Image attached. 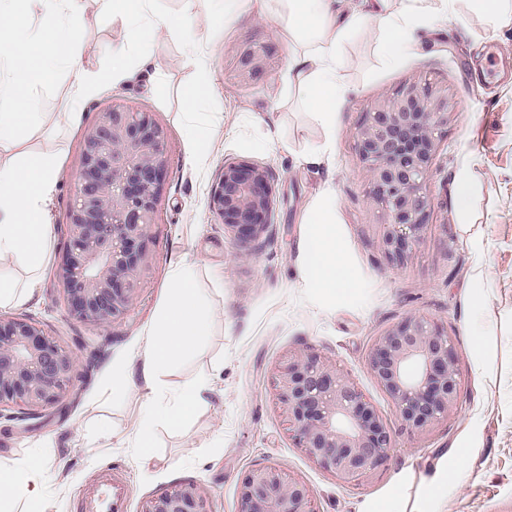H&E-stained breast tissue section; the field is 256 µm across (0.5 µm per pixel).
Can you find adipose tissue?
<instances>
[{"label":"adipose tissue","instance_id":"obj_1","mask_svg":"<svg viewBox=\"0 0 512 512\" xmlns=\"http://www.w3.org/2000/svg\"><path fill=\"white\" fill-rule=\"evenodd\" d=\"M47 19L46 30L57 45L56 52L39 53L25 38H16L4 51L11 68L9 77L0 76V259L36 271L41 267L51 243L48 215L58 160L48 154H15L20 135L40 128L38 91L58 72L71 81L73 107H80L96 92V74L75 57V40L87 24L81 0H30ZM113 19L135 29L139 40L150 43L156 29L182 39L195 16L197 0H183L179 17L154 13L153 0H100ZM214 11L239 17L255 13L268 16L281 27L292 62L304 65L306 74L298 89L328 132L336 130V110L348 88L342 80L345 57L342 45L352 35L377 28L382 32L379 61L396 67L415 48L423 29L447 24L456 0H398L396 11L384 8L385 0H375L373 10L348 6L347 0H209ZM188 124L186 137L196 151H203L209 127L220 120L210 111L207 97H186ZM304 259L310 278L326 296L351 291L354 279L350 268L336 256V199L325 193L314 204L307 219ZM209 334L207 302L196 284L192 264L174 267L164 304L148 330L143 353V388L146 392L143 416L129 439L143 456L153 452L152 432L158 422L176 427L183 424L203 403L209 389L205 380L192 379L175 392L158 383L159 371L192 354ZM51 467L45 458L22 463L0 460V512H14L13 503L30 504L45 498L50 486Z\"/></svg>","mask_w":512,"mask_h":512}]
</instances>
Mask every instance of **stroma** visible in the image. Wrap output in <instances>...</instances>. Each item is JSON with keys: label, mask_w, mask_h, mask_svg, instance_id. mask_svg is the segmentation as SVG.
<instances>
[{"label": "stroma", "mask_w": 512, "mask_h": 512, "mask_svg": "<svg viewBox=\"0 0 512 512\" xmlns=\"http://www.w3.org/2000/svg\"><path fill=\"white\" fill-rule=\"evenodd\" d=\"M92 24L80 33L84 66L100 87L80 110L70 101V79L58 73L39 91L42 130L25 134L20 149L59 161L50 222L55 231L33 300L18 316L37 322L76 358L75 393L65 408L17 422L0 419V459L38 455L51 462L53 481L42 512H77L80 498L104 468L127 491L126 512L144 498L181 483L210 494L212 512H237L238 487L259 465L280 467L313 492L318 512H374L382 502L404 512H512V25L488 27L456 0L448 26L425 32L418 50L397 68L380 66V34L369 30L345 42V82L351 93L336 112V139L288 85V48L277 24L255 14L213 15L200 7L189 41L157 31L150 59L133 58V78L112 81L110 47L132 34L85 0ZM202 48L212 82L207 89L221 121L209 131L208 154L191 155L184 127L185 99L197 75L188 44ZM265 47L259 75L241 80L236 58ZM409 79L446 90L457 103L448 117L430 177L434 199L423 239L400 262L381 248L380 213L369 204L370 182L353 149L365 107ZM121 99L150 112L169 138L171 163L163 185L151 263L136 308L102 330L67 316L53 272L62 255L73 202L71 174L79 144L100 111ZM266 166L276 196L273 222L246 259L212 204L225 161ZM474 190L473 215L464 220L453 192L457 176ZM336 197L338 255L355 286L328 298L313 287L304 265V216L324 193ZM194 266L208 301L210 331L189 359L161 375L167 390L214 376L205 401L184 424H158L151 457L125 434L140 420L142 350L161 309L171 268ZM423 315L452 336L462 384L454 417L426 434L405 429L388 395L367 368V355L385 329ZM308 349L348 372L394 436L386 465L359 485L344 487L310 462L288 435L274 400L275 368L288 353ZM116 432L98 438L97 427ZM447 472L439 488L430 481Z\"/></svg>", "instance_id": "obj_1"}]
</instances>
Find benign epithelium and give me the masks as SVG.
<instances>
[{
	"label": "benign epithelium",
	"mask_w": 512,
	"mask_h": 512,
	"mask_svg": "<svg viewBox=\"0 0 512 512\" xmlns=\"http://www.w3.org/2000/svg\"><path fill=\"white\" fill-rule=\"evenodd\" d=\"M241 75L263 69L264 56L244 50ZM457 103L428 82L410 80L377 97L352 134L356 158L372 187L370 205L382 213V249L400 260L419 242L433 211L431 171L442 129ZM170 163L168 136L148 113L121 100L100 112L85 132L72 174L74 202L63 229V257L54 277L68 316L103 330L137 304L149 267ZM213 205L225 229L245 245L272 224L275 197L268 169L224 161ZM455 343L439 324L408 315L376 337L367 367L391 398L401 424L426 433L455 413L461 376ZM74 354L29 318L0 314V407H17L25 421L60 406L73 391ZM276 401L296 447L354 486L386 464L388 425L354 379L307 350L276 367ZM140 512H211L210 496L187 483L145 499ZM237 512H317L313 492L276 465L242 479Z\"/></svg>",
	"instance_id": "benign-epithelium-1"
}]
</instances>
